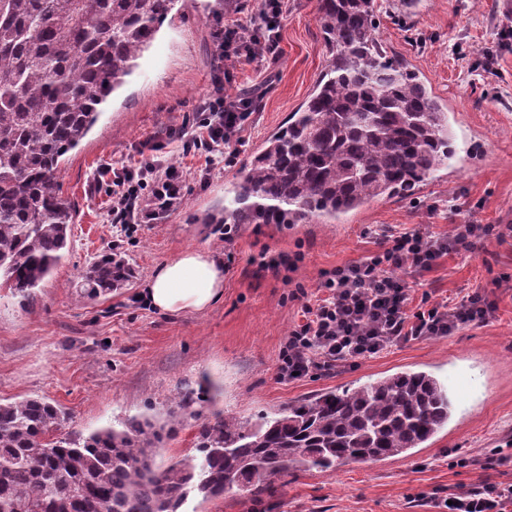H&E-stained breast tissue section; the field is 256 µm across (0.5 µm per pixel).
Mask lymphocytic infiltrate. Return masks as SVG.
Segmentation results:
<instances>
[{
    "instance_id": "obj_1",
    "label": "lymphocytic infiltrate",
    "mask_w": 512,
    "mask_h": 512,
    "mask_svg": "<svg viewBox=\"0 0 512 512\" xmlns=\"http://www.w3.org/2000/svg\"><path fill=\"white\" fill-rule=\"evenodd\" d=\"M284 19V0H264L255 28L240 24L219 27L214 33L217 54L234 64H250L275 56ZM230 71L215 73L212 88L195 126L175 128L185 149L202 148L209 163L241 143L253 100L224 89ZM181 172L141 160L112 171V223H139L145 193L169 195L179 191ZM512 234V225L458 224L445 238L413 227L382 232L378 248L369 255L322 272L319 297L304 304L302 318L288 333L281 349L277 375L325 373L356 364L416 339L451 335L461 327L487 320L493 306L475 292L457 302L433 299L423 293L414 300L407 275L429 271L444 254L484 248L491 239ZM437 512H512V479L486 480L475 487L459 486L448 496H433Z\"/></svg>"
}]
</instances>
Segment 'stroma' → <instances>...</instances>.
Returning a JSON list of instances; mask_svg holds the SVG:
<instances>
[{
  "label": "stroma",
  "instance_id": "35a3bbf8",
  "mask_svg": "<svg viewBox=\"0 0 512 512\" xmlns=\"http://www.w3.org/2000/svg\"><path fill=\"white\" fill-rule=\"evenodd\" d=\"M212 0H184L127 83L111 95L81 144L68 153L61 192L73 209L68 248L28 299L0 288V401L39 395L89 432L131 415L168 421L186 407L159 462L195 455L198 411L244 419L323 390L353 388L402 369L433 373L456 410L447 432L402 459L298 472L262 499L189 501L187 512H434L421 493L477 485L491 448L512 443V237L453 252L422 273L423 288L461 299L479 291L496 303L488 321L451 336L392 347L358 366L282 382L280 349L300 319L298 292L315 295L323 271L368 254L381 229L418 225L447 235L456 224L512 225V7L505 0H377L382 50L402 60L448 109L456 149L407 197L376 199L333 224H244L225 230L199 214L224 203L260 145L286 126L311 93L326 59L318 0H288L276 57L236 67L226 89L255 97L257 110L223 162L184 152L169 135L197 123L219 65ZM147 156L183 173L181 206L160 220L112 228V168ZM188 248L231 253L224 296L203 313L154 311L143 289L156 268ZM114 250L136 269L128 287L80 297V275ZM277 262L278 273L261 267Z\"/></svg>",
  "mask_w": 512,
  "mask_h": 512
}]
</instances>
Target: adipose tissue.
<instances>
[{
    "label": "adipose tissue",
    "instance_id": "ef3b65f1",
    "mask_svg": "<svg viewBox=\"0 0 512 512\" xmlns=\"http://www.w3.org/2000/svg\"><path fill=\"white\" fill-rule=\"evenodd\" d=\"M224 294V276L210 252L190 248L164 262L146 283L144 298L158 312L180 315L209 309Z\"/></svg>",
    "mask_w": 512,
    "mask_h": 512
}]
</instances>
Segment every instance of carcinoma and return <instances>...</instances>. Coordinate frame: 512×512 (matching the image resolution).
Returning a JSON list of instances; mask_svg holds the SVG:
<instances>
[{
  "label": "carcinoma",
  "instance_id": "carcinoma-1",
  "mask_svg": "<svg viewBox=\"0 0 512 512\" xmlns=\"http://www.w3.org/2000/svg\"><path fill=\"white\" fill-rule=\"evenodd\" d=\"M179 0H0V287L28 296L63 258L73 223L59 188L66 155L95 125ZM327 59L307 100L266 140L200 224H334L373 199L405 195L455 157L448 111L419 75L388 58L374 0H318ZM180 196L152 198L157 219ZM133 266L99 255L84 296L127 286ZM448 387L402 370L288 404L254 420L216 411L198 454L158 466L172 425L65 432L67 413L27 396L0 402V512H182L232 491L263 495L293 472L412 455L452 417Z\"/></svg>",
  "mask_w": 512,
  "mask_h": 512
}]
</instances>
